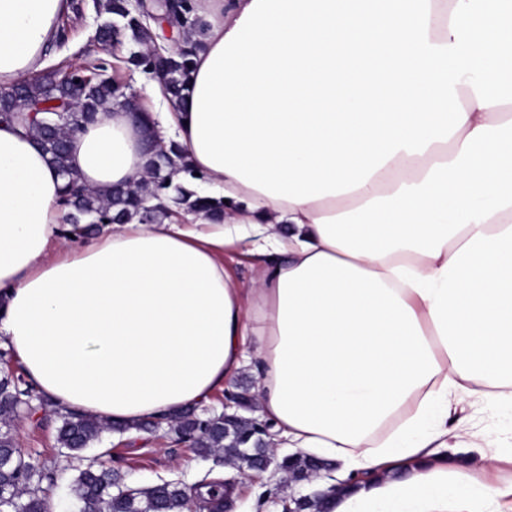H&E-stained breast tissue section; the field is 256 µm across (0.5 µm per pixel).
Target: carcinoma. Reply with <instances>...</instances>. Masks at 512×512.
<instances>
[{
  "label": "carcinoma",
  "instance_id": "carcinoma-1",
  "mask_svg": "<svg viewBox=\"0 0 512 512\" xmlns=\"http://www.w3.org/2000/svg\"><path fill=\"white\" fill-rule=\"evenodd\" d=\"M92 2L97 17L103 18L95 35L97 43L107 46L124 39L132 45V50L117 63L128 69H147L144 52L154 43L152 24L155 19L132 0ZM171 9L183 30V41L176 52L165 53L167 77L162 91L170 99H179L188 90L191 57L198 49L191 33L199 20L192 15L189 0H175ZM103 69L100 64H90L82 71L70 73L68 68L59 65L17 84L14 94L8 90L0 91L1 123L14 121V111L20 105L30 108L42 103L47 105L46 111L38 113L24 126L32 131L47 161L66 179L60 201L65 210V222L94 224L103 219L108 224H123L135 219L151 224L159 216L170 214L164 196L171 188L176 192L174 202L186 211L205 210L216 218L223 216L224 202L199 196L182 185L174 186L170 176L163 174L166 169L178 167L195 177L182 149L171 141L165 143L164 153L149 155L146 178L142 181L106 192L88 189L75 192L78 180L70 164V143L74 136L116 104L145 113L139 103L124 92L122 85L102 77ZM33 399L42 401L33 388H20L19 378L9 373L0 376V410L3 413H13ZM58 418V452L71 462L82 461L83 452L100 441L103 433L126 431L121 425L84 413L60 412ZM151 426L167 427L174 442L217 465H235L245 458L261 460L268 454L267 435L257 429L254 420L236 413L229 414L227 419L222 412L200 415L192 406L175 417L159 418ZM278 468L283 474L292 476L313 469L314 462L305 456L287 455ZM73 470L71 492L74 500L81 504L82 512L87 508L90 512H185L188 508L190 497L178 482L162 480L142 488L125 486L123 472L108 451L96 462L80 464ZM55 486L54 473L39 467L17 448L10 425L3 423L0 427V512H49V498ZM205 487L208 499L204 503L212 512H218L224 495L231 494L232 486L210 482ZM326 505L327 497L308 495L296 499L293 507L298 512H326Z\"/></svg>",
  "mask_w": 512,
  "mask_h": 512
}]
</instances>
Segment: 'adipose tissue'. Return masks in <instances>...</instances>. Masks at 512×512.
<instances>
[{
    "instance_id": "ef3b65f1",
    "label": "adipose tissue",
    "mask_w": 512,
    "mask_h": 512,
    "mask_svg": "<svg viewBox=\"0 0 512 512\" xmlns=\"http://www.w3.org/2000/svg\"><path fill=\"white\" fill-rule=\"evenodd\" d=\"M73 0H0V89ZM159 122L231 220L64 223V180L0 123V348L63 411L120 424L209 400L254 356L272 444L337 463L330 512H512L468 407H512V0H204ZM122 106L71 143L140 181ZM264 257L245 285L224 252Z\"/></svg>"
}]
</instances>
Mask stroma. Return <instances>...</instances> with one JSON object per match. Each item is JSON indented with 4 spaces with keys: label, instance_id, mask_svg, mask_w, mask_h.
Listing matches in <instances>:
<instances>
[{
    "label": "stroma",
    "instance_id": "1",
    "mask_svg": "<svg viewBox=\"0 0 512 512\" xmlns=\"http://www.w3.org/2000/svg\"><path fill=\"white\" fill-rule=\"evenodd\" d=\"M97 18L94 11H87L84 17L74 20L67 43L52 49V63L62 61L85 64L101 58L113 61L115 57L127 55L128 43H115L100 47L94 40ZM57 414L52 405H44L40 417L30 420L18 418L13 423V435L18 448L32 456L34 461L56 470L57 484L50 496L49 504L56 512H76L69 493L73 470L63 467L56 451ZM112 451L123 460L124 483L138 488L161 480H177L187 489L214 477L233 481L234 493L229 512H282V500L310 494L327 488L330 477L324 476L312 484L283 483L279 486L276 499L266 498L264 492L270 488L268 473H240L230 466H217L213 461L197 457L186 448L173 444L166 431H140L137 438L117 432L104 433L100 443L85 452L87 460H95L102 452Z\"/></svg>",
    "mask_w": 512,
    "mask_h": 512
}]
</instances>
